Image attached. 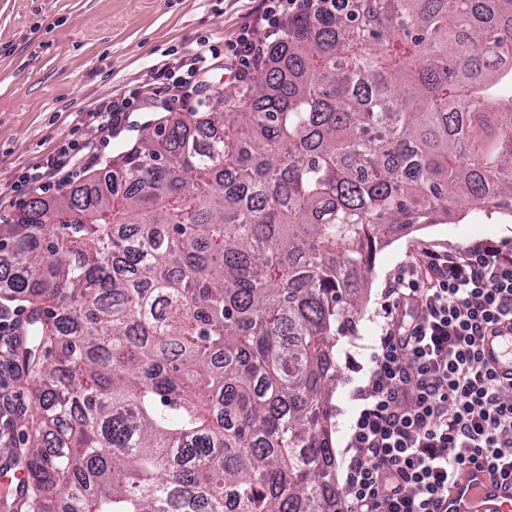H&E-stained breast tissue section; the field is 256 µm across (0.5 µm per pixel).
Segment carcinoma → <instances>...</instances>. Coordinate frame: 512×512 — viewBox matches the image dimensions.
I'll return each instance as SVG.
<instances>
[{
  "instance_id": "obj_1",
  "label": "carcinoma",
  "mask_w": 512,
  "mask_h": 512,
  "mask_svg": "<svg viewBox=\"0 0 512 512\" xmlns=\"http://www.w3.org/2000/svg\"><path fill=\"white\" fill-rule=\"evenodd\" d=\"M512 216V0L288 19L224 106L170 112L0 227L33 372L23 512H336V327L378 248Z\"/></svg>"
}]
</instances>
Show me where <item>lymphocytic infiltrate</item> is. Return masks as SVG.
<instances>
[{"label":"lymphocytic infiltrate","instance_id":"lymphocytic-infiltrate-1","mask_svg":"<svg viewBox=\"0 0 512 512\" xmlns=\"http://www.w3.org/2000/svg\"><path fill=\"white\" fill-rule=\"evenodd\" d=\"M318 0H272L264 38L242 36L239 80L250 76L280 38L281 15ZM208 56L187 69L159 71L182 100L200 96ZM87 143L71 141L58 158L26 171L24 194L79 181L72 160ZM384 302V325L372 366L354 391L338 512H443L449 485L471 464L512 478V383L487 366L483 346L496 325L512 323V247L494 240L453 251L422 249Z\"/></svg>","mask_w":512,"mask_h":512}]
</instances>
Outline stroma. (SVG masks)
<instances>
[{"mask_svg":"<svg viewBox=\"0 0 512 512\" xmlns=\"http://www.w3.org/2000/svg\"><path fill=\"white\" fill-rule=\"evenodd\" d=\"M263 9V0H0V222L9 223L29 198L38 197V190L19 195L12 186L61 145L93 142L99 153L94 168L100 171L161 117L153 109L134 113L131 124L106 139L95 116L106 103L137 88L168 111H183L153 72L190 63L209 45L220 50L201 95L205 105H212L218 92L236 83L233 50L240 35H263ZM485 239L512 246V218L496 212L463 218L453 213L446 223L403 233L377 252L361 290V316L338 336L334 349L335 464L344 462L348 426L359 407L353 397L359 375L348 364L370 367L384 322L386 289L421 249L455 250ZM28 381L22 367L0 356V468L11 467L23 447L32 402Z\"/></svg>","mask_w":512,"mask_h":512,"instance_id":"stroma-1","label":"stroma"}]
</instances>
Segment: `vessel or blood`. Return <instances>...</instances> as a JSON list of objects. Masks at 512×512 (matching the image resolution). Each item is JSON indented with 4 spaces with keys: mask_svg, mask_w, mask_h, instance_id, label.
I'll use <instances>...</instances> for the list:
<instances>
[{
    "mask_svg": "<svg viewBox=\"0 0 512 512\" xmlns=\"http://www.w3.org/2000/svg\"><path fill=\"white\" fill-rule=\"evenodd\" d=\"M484 359L501 381L512 380V324L487 337ZM448 512H512V483L491 481L485 468L468 466L448 492Z\"/></svg>",
    "mask_w": 512,
    "mask_h": 512,
    "instance_id": "b4317fda",
    "label": "vessel or blood"
}]
</instances>
